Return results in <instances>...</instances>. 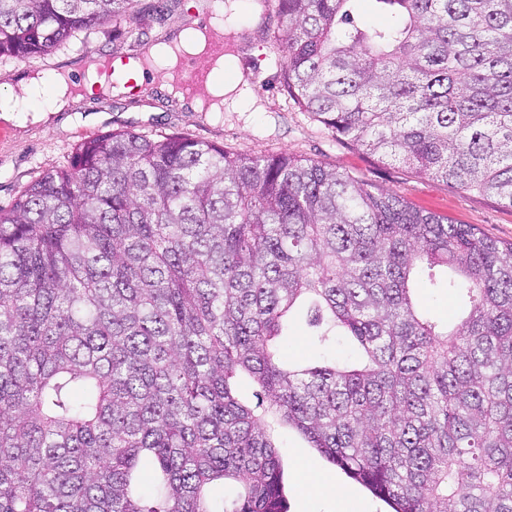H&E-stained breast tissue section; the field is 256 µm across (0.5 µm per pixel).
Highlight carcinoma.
<instances>
[{"mask_svg": "<svg viewBox=\"0 0 512 512\" xmlns=\"http://www.w3.org/2000/svg\"><path fill=\"white\" fill-rule=\"evenodd\" d=\"M141 2L0 0V59ZM350 2L277 0L288 94L512 207V0H379L370 30ZM424 272L459 322L421 312ZM298 306L360 357L290 361ZM278 426L393 512H512V243L287 153L128 130L0 206V512H287ZM352 8L355 21L363 28L382 27L393 19L391 8L376 0H356Z\"/></svg>", "mask_w": 512, "mask_h": 512, "instance_id": "carcinoma-1", "label": "carcinoma"}]
</instances>
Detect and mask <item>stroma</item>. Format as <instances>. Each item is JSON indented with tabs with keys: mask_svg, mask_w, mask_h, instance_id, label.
<instances>
[{
	"mask_svg": "<svg viewBox=\"0 0 512 512\" xmlns=\"http://www.w3.org/2000/svg\"><path fill=\"white\" fill-rule=\"evenodd\" d=\"M216 0H167L165 18L139 26L125 21L76 33L65 47L25 60L0 63V95H17L20 74L66 76L97 55H139L146 44L177 37L183 26L205 20ZM284 26L276 8L264 10L259 27L245 26L238 15L224 23L235 36V65L249 79L259 105L255 112H192L157 84L144 83L135 94L112 97L85 93L69 110L34 121L19 113L0 119V206L11 204L45 170L66 165L80 143L115 129H129L150 137L183 135L252 155L287 153L358 177L375 192L401 197L413 206L472 224L487 236L512 242V207L490 195L470 192L417 173L397 161L367 153L336 138L287 97L278 80L283 53L275 42ZM288 354L296 362L321 361L333 356L353 358L358 349L348 337H337L329 347L311 342L306 316L298 314L289 326ZM288 512H387L386 504L329 463L296 431L280 428L276 435ZM352 497L339 510L333 485Z\"/></svg>",
	"mask_w": 512,
	"mask_h": 512,
	"instance_id": "1",
	"label": "stroma"
}]
</instances>
